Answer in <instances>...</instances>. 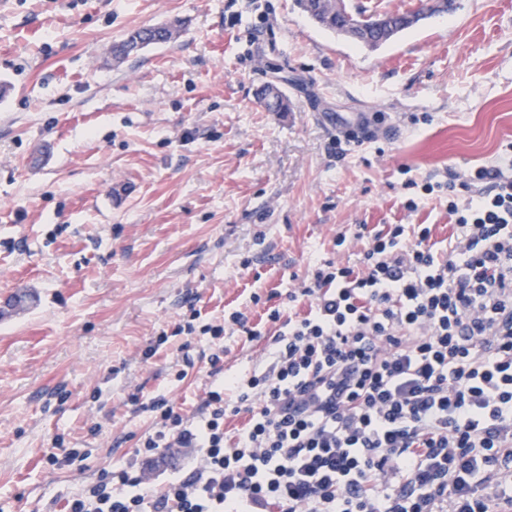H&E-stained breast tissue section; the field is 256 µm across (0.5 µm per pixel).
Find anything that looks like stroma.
Here are the masks:
<instances>
[{
  "mask_svg": "<svg viewBox=\"0 0 512 512\" xmlns=\"http://www.w3.org/2000/svg\"><path fill=\"white\" fill-rule=\"evenodd\" d=\"M183 24L114 61L130 30ZM289 109L261 104L267 85ZM512 143V0H455L377 48L294 0H0V512L124 467L155 397L190 414L267 339L351 224H428L404 190ZM418 208L407 211V198ZM241 311L260 335L213 339ZM168 335L151 359L143 352ZM139 394L132 403L131 394ZM85 459L51 466L50 454Z\"/></svg>",
  "mask_w": 512,
  "mask_h": 512,
  "instance_id": "stroma-1",
  "label": "stroma"
}]
</instances>
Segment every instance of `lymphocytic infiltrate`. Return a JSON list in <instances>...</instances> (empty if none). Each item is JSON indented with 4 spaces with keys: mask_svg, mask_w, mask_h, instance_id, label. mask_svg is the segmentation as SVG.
<instances>
[{
    "mask_svg": "<svg viewBox=\"0 0 512 512\" xmlns=\"http://www.w3.org/2000/svg\"><path fill=\"white\" fill-rule=\"evenodd\" d=\"M405 189L448 198L456 237L354 224L358 267L318 265L288 294L262 372L211 384L197 416L152 400V432L67 512H512V156ZM247 414L227 435V418ZM169 448L202 464L156 484Z\"/></svg>",
    "mask_w": 512,
    "mask_h": 512,
    "instance_id": "lymphocytic-infiltrate-1",
    "label": "lymphocytic infiltrate"
}]
</instances>
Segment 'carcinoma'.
<instances>
[{"label": "carcinoma", "instance_id": "cac0c4a2", "mask_svg": "<svg viewBox=\"0 0 512 512\" xmlns=\"http://www.w3.org/2000/svg\"><path fill=\"white\" fill-rule=\"evenodd\" d=\"M297 7L319 27L333 33L350 36L352 26H357L355 40L369 48H377L394 36L410 28L406 23L409 12L388 15V21L376 13L367 14L337 4L336 0H295ZM181 22L174 20L159 26L130 31L113 47L115 58L122 60L132 49L146 48L170 41L179 34Z\"/></svg>", "mask_w": 512, "mask_h": 512}]
</instances>
